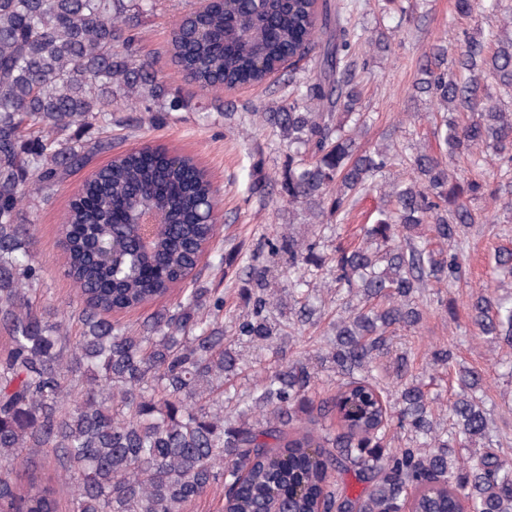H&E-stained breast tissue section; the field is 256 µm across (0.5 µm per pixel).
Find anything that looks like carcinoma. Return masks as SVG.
I'll use <instances>...</instances> for the list:
<instances>
[{
	"label": "carcinoma",
	"instance_id": "carcinoma-1",
	"mask_svg": "<svg viewBox=\"0 0 512 512\" xmlns=\"http://www.w3.org/2000/svg\"><path fill=\"white\" fill-rule=\"evenodd\" d=\"M160 0H0V329L9 339L0 355V512H58L54 486L31 478L25 492L12 480L24 453L39 449L61 469L70 512H184L196 499L220 495L227 512H399L411 490L412 512H512V461L493 448L465 459L458 449L488 436L478 398L480 374L454 370L448 404L453 430L437 426L436 398L404 377L410 357H396L394 400L374 371L392 352L397 330L423 319L419 296L429 285L461 279L457 237L474 222L469 203L486 197L512 212V3L483 0L503 25L486 37L464 36L451 52L429 48L414 90L441 114L444 151L410 159L389 148L368 152L357 139L359 111L353 46L362 34L336 21L318 0H215L189 12L170 40L172 60L202 91L261 84L287 58L319 54L322 71L309 82L288 78L293 91L264 118L288 144L282 182L286 202L316 217L341 220L371 190L385 203L363 241L321 256L315 244L288 235L272 245L288 251L294 277L288 301L307 298V272L329 267L348 299L328 350L281 363L260 376L243 398L226 384L238 371L224 344V295L182 288L179 298L137 326L110 320L166 296L193 275L199 250L219 234L212 222L213 189L189 156L144 146L115 155L82 184L61 224L68 243L67 276L81 308L79 336L68 339L67 318L38 295L41 266L25 216L27 203L47 199L112 140L90 145L77 135L112 126V113L130 103L153 123L178 111L154 58L144 53L143 17ZM457 157L480 169L501 167L495 187L460 181ZM411 176L377 181L394 161ZM162 214L149 247L133 219L138 210ZM422 226L417 242L404 232ZM122 256L108 267L91 245ZM439 242L447 248H431ZM244 289L250 311L233 335L262 347L279 336L270 321L282 296L250 271ZM485 335L512 343V305L482 289L467 303ZM336 367V391L316 400L315 362ZM244 405L253 422H234L224 401ZM397 416L413 445L389 452V421ZM366 484L351 493L343 476Z\"/></svg>",
	"mask_w": 512,
	"mask_h": 512
}]
</instances>
